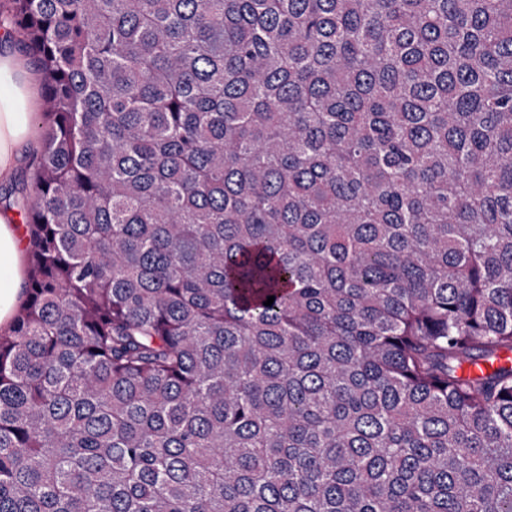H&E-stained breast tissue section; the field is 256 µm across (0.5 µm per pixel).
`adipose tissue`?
<instances>
[{"label":"adipose tissue","instance_id":"ef3b65f1","mask_svg":"<svg viewBox=\"0 0 512 512\" xmlns=\"http://www.w3.org/2000/svg\"><path fill=\"white\" fill-rule=\"evenodd\" d=\"M39 73L21 52L0 50V184L11 182L18 162L38 147L35 110ZM27 243L12 216L0 214V333L10 330L24 297Z\"/></svg>","mask_w":512,"mask_h":512}]
</instances>
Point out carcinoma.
Masks as SVG:
<instances>
[{"label": "carcinoma", "instance_id": "1", "mask_svg": "<svg viewBox=\"0 0 512 512\" xmlns=\"http://www.w3.org/2000/svg\"><path fill=\"white\" fill-rule=\"evenodd\" d=\"M0 16V512H512V364L460 374L512 352V0ZM39 73L18 50H0V193L9 189L18 162L38 147L40 117L35 110V87ZM2 88L7 93L2 95ZM27 243L10 213L0 214V333L8 332L24 297Z\"/></svg>", "mask_w": 512, "mask_h": 512}]
</instances>
